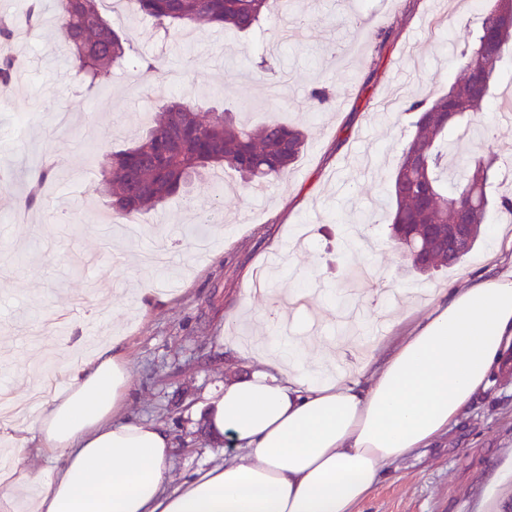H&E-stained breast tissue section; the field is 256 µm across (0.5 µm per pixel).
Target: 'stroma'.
Listing matches in <instances>:
<instances>
[{
	"label": "stroma",
	"instance_id": "obj_1",
	"mask_svg": "<svg viewBox=\"0 0 512 512\" xmlns=\"http://www.w3.org/2000/svg\"><path fill=\"white\" fill-rule=\"evenodd\" d=\"M288 13L272 12L265 32L229 34L194 28V41L153 30L134 13L109 22L137 57L155 62L149 82L135 64L110 83L84 93L54 37L53 0H43L39 37L19 41L22 76L14 90L0 87V389L34 419L37 388L62 389L69 343L86 346L118 336L130 372L128 414L164 425L171 433L174 480L192 474L211 454L233 452L231 439L214 442L190 410L205 392L243 374L223 337L264 331L269 293L252 291L257 271L279 256L277 291L314 289L321 333L350 344L338 366L351 370L361 352L357 335L372 323H390L406 310L426 315L431 300L420 288L461 285L487 268H512L500 244L501 212L487 215L484 236L459 265L421 276L393 247L389 177L396 168L413 116L414 100L446 93L459 71L460 50L476 31L472 5L494 0H291ZM391 32L384 52L377 30ZM408 57L398 80L392 61ZM324 87L335 101L312 108L310 92ZM189 95L201 108L232 110L238 123L257 125L270 113L308 129V146L291 173L261 194L233 170L223 184L195 180L189 191L141 214V237H127L121 219H94L104 201L91 188L107 153L127 147L148 125L160 100ZM483 139H462L463 156H492L512 169V121L497 105L483 116ZM59 162L36 218L14 223L20 175L36 153ZM362 211L372 226L355 228ZM360 231L356 249L345 241ZM373 257L377 280L362 316L350 317L340 297L356 255ZM158 295L140 307L143 284ZM512 455V352L495 386L477 397L461 423L432 447L415 449L389 467L358 512H476L496 466Z\"/></svg>",
	"mask_w": 512,
	"mask_h": 512
}]
</instances>
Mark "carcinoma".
Wrapping results in <instances>:
<instances>
[{
	"label": "carcinoma",
	"instance_id": "obj_1",
	"mask_svg": "<svg viewBox=\"0 0 512 512\" xmlns=\"http://www.w3.org/2000/svg\"><path fill=\"white\" fill-rule=\"evenodd\" d=\"M130 2L136 15L166 34L200 23L250 33L261 29L268 17L269 0ZM56 11V39L75 65L84 92L110 82L113 70L134 62L128 40L103 16L101 0H56ZM42 14L41 0H28L24 8L28 35L40 34ZM511 56L512 0H500L480 17L476 47L461 51V74L448 93L431 102L413 101L406 108L414 113V133L390 179L391 238L419 271L436 261L449 266L461 263L480 239L489 208L512 214V196L500 192L494 162L457 158L452 137L461 124L475 136L486 132L475 115L499 87L504 60ZM305 143L303 129L277 117L257 127L239 126L226 110L202 111L179 97L160 106L134 146L107 156L95 192L108 199L113 212L131 219L184 192L203 170L214 176L228 166L247 188L262 189L288 175ZM54 176L51 166L31 169L17 207L39 208L41 188ZM466 196L471 200L468 221L477 228L470 243L450 257L447 231L433 238L430 225L455 222L459 202ZM400 224L407 225L403 240L398 238Z\"/></svg>",
	"mask_w": 512,
	"mask_h": 512
}]
</instances>
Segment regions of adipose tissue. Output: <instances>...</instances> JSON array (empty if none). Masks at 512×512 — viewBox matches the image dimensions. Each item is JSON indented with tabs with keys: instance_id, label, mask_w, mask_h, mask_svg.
Here are the masks:
<instances>
[{
	"instance_id": "obj_1",
	"label": "adipose tissue",
	"mask_w": 512,
	"mask_h": 512,
	"mask_svg": "<svg viewBox=\"0 0 512 512\" xmlns=\"http://www.w3.org/2000/svg\"><path fill=\"white\" fill-rule=\"evenodd\" d=\"M512 346V272L441 292L429 314L376 347L359 377L336 373L335 342L276 327L246 355L248 375L205 396L211 439L236 455L173 483L174 440L125 417L129 373L118 339L95 344L31 423L0 427L17 447L0 512L35 488L29 512H355L391 463L431 446L495 383ZM55 459L31 469L29 453Z\"/></svg>"
}]
</instances>
